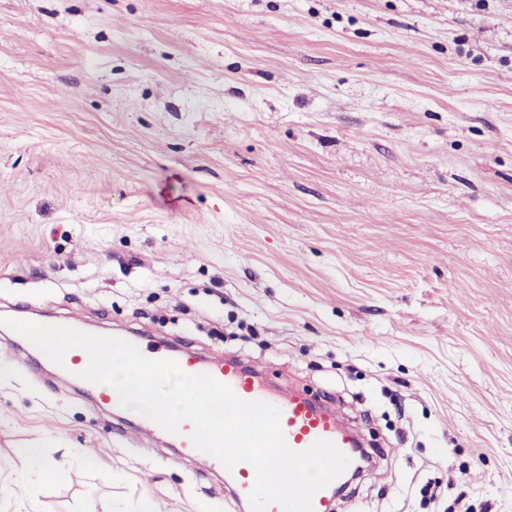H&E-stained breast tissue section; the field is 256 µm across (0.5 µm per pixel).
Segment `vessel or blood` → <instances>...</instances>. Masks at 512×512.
I'll use <instances>...</instances> for the list:
<instances>
[{
	"label": "vessel or blood",
	"instance_id": "b4317fda",
	"mask_svg": "<svg viewBox=\"0 0 512 512\" xmlns=\"http://www.w3.org/2000/svg\"><path fill=\"white\" fill-rule=\"evenodd\" d=\"M141 353L150 359L175 358L186 373L210 374L228 385L241 399L261 401L276 407L280 412L279 423L286 443L293 450H306L317 440L323 439L333 442L348 455L358 445L351 426L339 412L320 409L310 399L297 393L273 392L256 374L236 363L221 357L204 360L191 351L173 356L166 350L145 347ZM227 478L237 501L247 503L255 480L253 467L246 462L238 463L228 472Z\"/></svg>",
	"mask_w": 512,
	"mask_h": 512
}]
</instances>
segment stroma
<instances>
[{"instance_id":"obj_1","label":"stroma","mask_w":512,"mask_h":512,"mask_svg":"<svg viewBox=\"0 0 512 512\" xmlns=\"http://www.w3.org/2000/svg\"><path fill=\"white\" fill-rule=\"evenodd\" d=\"M37 315L340 409L333 512H512V0H0V319ZM120 422L0 332V512H248Z\"/></svg>"}]
</instances>
